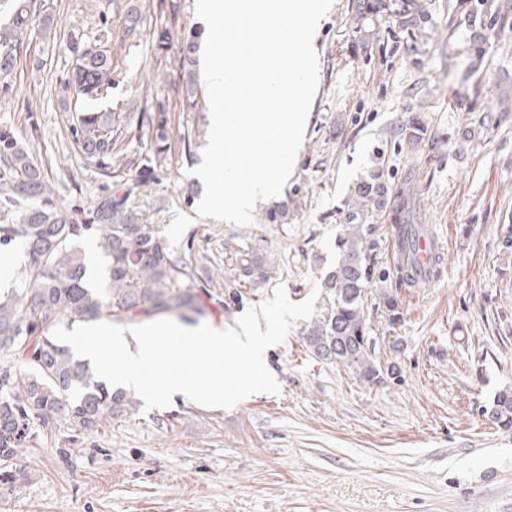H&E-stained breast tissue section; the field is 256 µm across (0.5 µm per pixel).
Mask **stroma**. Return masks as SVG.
<instances>
[{"instance_id":"obj_1","label":"stroma","mask_w":512,"mask_h":512,"mask_svg":"<svg viewBox=\"0 0 512 512\" xmlns=\"http://www.w3.org/2000/svg\"><path fill=\"white\" fill-rule=\"evenodd\" d=\"M473 0L453 12L424 0L427 22L395 17L357 30V0H334L314 36L318 90L294 171L280 200L257 204L256 223L238 228L199 218L202 181L192 168L207 143L208 102L184 111L172 93L184 32L201 31L195 0H182L170 47L158 49L145 19L124 42L123 73L93 107L127 127V154L149 151L132 133L146 99L168 98L173 157L158 182L127 171L143 223L158 226L176 255L201 272L231 264L226 244H248L277 266L270 284L228 299L211 288L203 323L233 326L284 284L292 302L318 293V315L334 297L322 281L336 263L343 200L377 160L393 182L413 179L416 221L444 244L438 275L399 293L401 319L369 308L375 352L400 378L368 387L342 367L314 358L298 321L264 361L280 394H256L225 410L174 397L169 407L135 410L83 432L62 421L38 425L18 459L24 481L0 485V512H512V432L481 410L512 388V10ZM100 0H62L46 62L18 76L0 98V128L39 129L36 154L63 209H89L109 184L72 136L67 33L93 23ZM417 121L409 145L402 125ZM195 133L192 154L180 135ZM288 218L267 221L278 201Z\"/></svg>"}]
</instances>
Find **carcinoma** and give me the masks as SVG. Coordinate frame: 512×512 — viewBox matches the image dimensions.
Returning <instances> with one entry per match:
<instances>
[{
	"instance_id": "1",
	"label": "carcinoma",
	"mask_w": 512,
	"mask_h": 512,
	"mask_svg": "<svg viewBox=\"0 0 512 512\" xmlns=\"http://www.w3.org/2000/svg\"><path fill=\"white\" fill-rule=\"evenodd\" d=\"M114 0H104L98 20L87 28L69 31L66 49L70 65L62 80L65 91L78 100L106 97L120 73L112 51L114 35L109 13ZM167 26L156 32L157 47L168 48L169 26L181 10L180 0H157ZM127 27L120 41L133 39L143 10L127 0ZM58 3L54 0H0L9 19L0 23V96L12 91L20 66L37 74L43 59L30 53L33 35L46 36ZM387 15L406 22L426 19L422 0H362L358 26L375 24ZM197 34L183 38L179 59L180 79L174 92L183 106L198 109V79L193 69ZM158 118L148 124L154 144L151 156L140 160L118 155L122 130L115 128L110 112L83 111L72 136L88 159L107 178H121L133 168L147 180L167 161L170 149V118L162 102L150 105ZM132 190L118 187L99 195L88 210H64L54 201L43 163L29 146L9 129H0V245L19 242L27 263L21 284L0 298V356L24 352L25 367L0 366V483H16L25 473L16 461L29 447L35 420L64 421L86 432L108 419L119 417L137 404L121 389H112L94 377L86 362L52 338L64 322L72 327L94 319L123 322L141 314H168L187 318L202 314V287L196 285L195 269L175 255L168 240L139 221ZM415 187L409 181L393 185L378 163L356 183L345 200V229L337 241L336 267L324 280L334 295V306L314 323L306 336L315 356L345 368L368 386L399 378L398 366L383 370L372 344L365 301L388 316L399 319V302L393 291L376 282L395 277L396 289L417 285L410 270L384 267L378 256L374 218L381 212L393 224L395 247L403 249L418 235L411 223ZM94 235L108 258L110 281L101 292L87 286L86 254L79 239ZM234 275L224 282L235 296L242 288H260L271 278L275 265L251 246L226 250ZM503 429H512V389L498 392L485 411Z\"/></svg>"
}]
</instances>
